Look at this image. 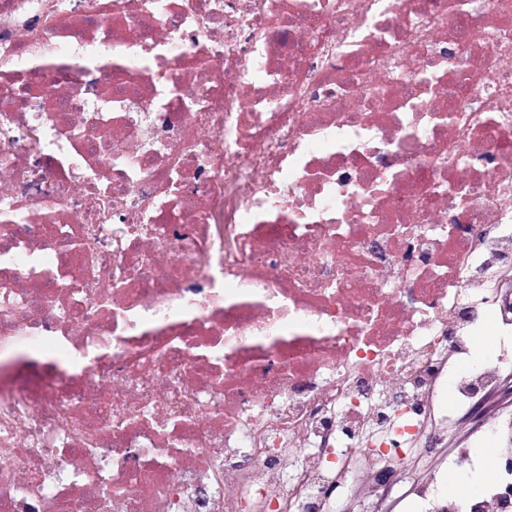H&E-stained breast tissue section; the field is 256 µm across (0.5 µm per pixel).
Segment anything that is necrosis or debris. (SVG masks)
<instances>
[{"mask_svg": "<svg viewBox=\"0 0 512 512\" xmlns=\"http://www.w3.org/2000/svg\"><path fill=\"white\" fill-rule=\"evenodd\" d=\"M510 269L512 0H0V512H512ZM405 491L403 485H393L383 498L380 508L392 512H418V505L415 502L404 499Z\"/></svg>", "mask_w": 512, "mask_h": 512, "instance_id": "1", "label": "necrosis or debris"}]
</instances>
